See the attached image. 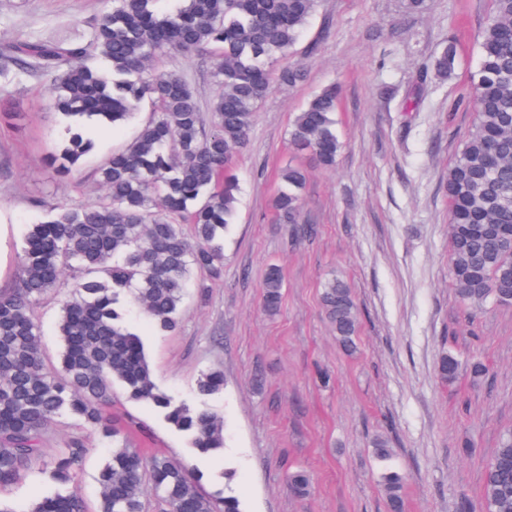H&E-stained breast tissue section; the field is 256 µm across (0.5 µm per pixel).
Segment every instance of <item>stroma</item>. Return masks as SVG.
Segmentation results:
<instances>
[{
    "instance_id": "stroma-1",
    "label": "stroma",
    "mask_w": 512,
    "mask_h": 512,
    "mask_svg": "<svg viewBox=\"0 0 512 512\" xmlns=\"http://www.w3.org/2000/svg\"><path fill=\"white\" fill-rule=\"evenodd\" d=\"M319 0L302 37L275 70L299 68L294 84H274L256 109L249 142L235 160L238 217L224 232V277L207 291L189 287L176 331L161 332L133 307L124 324L137 333L158 385L176 401L207 405L224 419V449H190L151 405L114 387L112 415L134 421L133 447L160 451L200 472L211 494L231 489L244 512H388L379 479L384 467L406 477L405 512H459L468 499L483 512L484 467L500 432L512 426V307L470 315L450 275L445 189L474 119L472 75L492 0ZM112 0H0V50L18 40L89 44ZM447 76L420 78L447 47ZM153 68L176 72L201 105L220 91L208 57L169 50ZM337 85L334 167L291 144L294 118L323 87ZM100 134L94 151L69 175L47 162L59 150L63 123L51 78L0 73V289L20 278L18 257L28 225L53 204L79 207L105 190L93 170L132 139L150 117ZM307 171L301 221L278 223L271 207L277 173ZM285 274L279 311L260 299L269 265ZM344 279L357 303L358 350H342L320 304L332 278ZM71 271L35 306L48 358L60 351L57 326ZM479 361L487 374L462 371L450 384L436 374L444 351ZM224 372L221 392L203 398L197 381ZM83 435V467L71 492L94 512L97 474L109 451L64 415L51 426L45 467L0 489V503L25 512L53 494L48 464L66 440ZM388 437L390 464L371 447ZM471 453H464V444ZM310 478L296 496L291 472Z\"/></svg>"
}]
</instances>
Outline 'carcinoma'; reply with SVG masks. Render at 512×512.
I'll return each instance as SVG.
<instances>
[{"label": "carcinoma", "instance_id": "carcinoma-1", "mask_svg": "<svg viewBox=\"0 0 512 512\" xmlns=\"http://www.w3.org/2000/svg\"><path fill=\"white\" fill-rule=\"evenodd\" d=\"M112 0L89 46L47 40L18 41L3 52V66L35 65L53 79L54 108L67 119L65 143L53 159L69 172L94 147L86 122L116 128L147 101L152 117L131 142L96 169L105 187L99 202L59 205L29 225L19 256L18 285L0 290V487L45 466L49 426L62 414L111 448L99 472L97 512H242L230 494H206L200 476L166 454L131 447L128 428L105 408L114 382L127 397L159 409L184 433L190 447L208 453L224 447V423L205 407L178 403L161 390L137 334L123 324V301L138 305L163 332L174 331L193 271L224 274V231L234 223L239 182L231 161L245 149L254 111L274 81L295 83L298 69L278 73L271 63L296 44L317 0ZM176 48L211 50L222 92L202 111L190 84L173 72H153V57ZM479 92L472 129L448 167L450 271L469 309L512 306V0H493L480 35L473 76ZM337 89L316 93L298 113L293 143L332 167L341 150L336 130ZM306 172L288 165L273 207L282 224L300 223ZM192 225L186 234L182 225ZM74 261L79 275L63 306V350L47 368L38 347L36 302L58 282L59 266ZM281 270L268 268L262 307L269 314L282 298ZM321 304L336 341L356 348L360 320L351 288L330 280ZM461 362L443 354L438 376L456 380ZM224 374L211 370L197 383L203 397L223 390ZM86 446L71 437L51 463V477L68 486L81 469ZM389 512H403L405 477L381 474ZM485 512H512V429L503 432L483 479ZM27 512H86L82 499L57 492Z\"/></svg>", "mask_w": 512, "mask_h": 512}]
</instances>
